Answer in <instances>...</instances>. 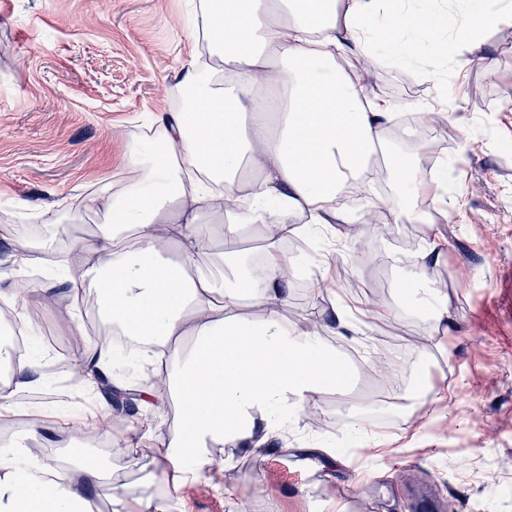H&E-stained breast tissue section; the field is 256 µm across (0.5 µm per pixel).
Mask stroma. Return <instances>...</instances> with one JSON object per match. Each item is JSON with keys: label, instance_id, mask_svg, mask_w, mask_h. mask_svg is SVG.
<instances>
[{"label": "stroma", "instance_id": "obj_1", "mask_svg": "<svg viewBox=\"0 0 512 512\" xmlns=\"http://www.w3.org/2000/svg\"><path fill=\"white\" fill-rule=\"evenodd\" d=\"M194 2L0 0V268L8 272L0 291L26 287L38 304L44 289L68 280L64 238L101 232L107 215L86 209L87 192L118 173L143 125L173 111L195 48L187 24ZM502 33L487 31L481 65L463 54L447 65L435 60L419 79L392 65L380 70L371 93L398 115L377 152L382 193L398 189L396 156L425 157L402 121L411 104L444 102L455 115L437 152L448 161V193L433 199L414 253L404 249L415 229L407 219L368 225L366 243L335 244L339 222L361 221L358 199L316 237L313 277L292 283L281 314L323 326L349 382L309 399L263 457L228 444L190 465L170 463L158 446L179 433L176 395L158 415L124 412L99 394L87 411L48 401L52 380L42 371L12 375L18 403L0 414V430L26 434L36 417L44 426L33 443L45 461L99 459L113 483L136 491L110 501L88 490L110 512H140L146 499L165 512H239L245 500L251 512H419L425 495L440 512H512V40ZM44 241L52 253L34 281L11 258L20 245ZM434 241L435 261L425 257ZM411 278L446 285L448 331L434 329L428 312L403 307L399 282ZM92 289L64 292L29 353L63 348L99 317ZM374 297L387 307L383 317L328 331L334 308ZM364 346L395 357V374L377 379L374 361L359 355ZM93 411L114 415L112 438L129 454L75 451L73 436ZM143 419L150 432L138 428Z\"/></svg>", "mask_w": 512, "mask_h": 512}]
</instances>
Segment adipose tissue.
Wrapping results in <instances>:
<instances>
[{
  "label": "adipose tissue",
  "mask_w": 512,
  "mask_h": 512,
  "mask_svg": "<svg viewBox=\"0 0 512 512\" xmlns=\"http://www.w3.org/2000/svg\"><path fill=\"white\" fill-rule=\"evenodd\" d=\"M512 21V0H224L202 8L195 32L210 34V52L224 63L215 76L199 59L186 64L191 95L181 111L161 115L152 142L132 144L121 186L89 199L109 220L92 241L74 287H97L100 313L119 334L145 339L176 369L152 368L162 389L177 386L183 429L167 460L201 458L207 448L237 443L263 456L276 438L272 419L298 411L313 395H329L347 374L319 336L288 324L280 309L289 288L284 269L298 262L283 248L302 231L321 232L348 184L364 183L393 106L357 91L336 59L349 46L359 57L417 72L440 37L479 51L483 28ZM233 205L222 238L246 225L272 222L261 273L242 272L220 254L195 263L205 246L201 210L217 198ZM176 254L169 262L167 254ZM406 306L429 307L435 325L449 319L445 289L408 280ZM260 306V320L238 315ZM111 498L132 496L106 481L85 457L59 472L15 447L0 448V512H89L87 488Z\"/></svg>",
  "instance_id": "ef3b65f1"
}]
</instances>
